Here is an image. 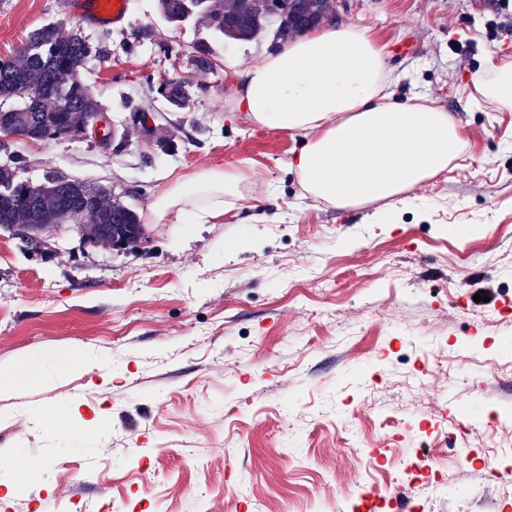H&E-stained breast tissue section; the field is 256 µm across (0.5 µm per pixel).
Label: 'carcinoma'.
<instances>
[{
    "mask_svg": "<svg viewBox=\"0 0 512 512\" xmlns=\"http://www.w3.org/2000/svg\"><path fill=\"white\" fill-rule=\"evenodd\" d=\"M167 23L181 28L202 27L216 39L252 41L267 33L278 45L319 26L328 19L329 0H293L290 8L270 16L266 0H157ZM193 62L200 72L213 68L208 42L193 44ZM92 52L89 41L78 35L69 41L58 36V25L45 23L28 34L26 50L0 61V101L8 104L19 124L49 133L78 130L101 111L100 103L83 77ZM27 86L36 98L12 94ZM161 95L170 106L182 103V86L173 81ZM11 202L0 207V226L17 230L31 242L43 229L64 223L82 224L88 239L110 243L138 241L144 234L137 213L112 200L99 189L52 172L34 190L16 181L15 169L0 167V193Z\"/></svg>",
    "mask_w": 512,
    "mask_h": 512,
    "instance_id": "cac0c4a2",
    "label": "carcinoma"
}]
</instances>
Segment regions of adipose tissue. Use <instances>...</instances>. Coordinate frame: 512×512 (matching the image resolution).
Masks as SVG:
<instances>
[{
  "instance_id": "ef3b65f1",
  "label": "adipose tissue",
  "mask_w": 512,
  "mask_h": 512,
  "mask_svg": "<svg viewBox=\"0 0 512 512\" xmlns=\"http://www.w3.org/2000/svg\"><path fill=\"white\" fill-rule=\"evenodd\" d=\"M234 74L237 110L265 128L306 134L288 166L310 195L336 208L409 205L410 190L446 172L460 154L461 134L449 113L394 100L383 52L362 27L328 24L256 64L235 66ZM472 81L512 105V60L488 59ZM245 181L238 169L201 170L160 188L150 212L159 222L221 220L248 202ZM50 363L45 353L29 354L0 372V392L40 385Z\"/></svg>"
}]
</instances>
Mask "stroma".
Here are the masks:
<instances>
[{"instance_id": "stroma-1", "label": "stroma", "mask_w": 512, "mask_h": 512, "mask_svg": "<svg viewBox=\"0 0 512 512\" xmlns=\"http://www.w3.org/2000/svg\"><path fill=\"white\" fill-rule=\"evenodd\" d=\"M332 5L386 48L395 99L428 96L461 129L459 158L390 224L304 192L287 162L305 135L232 111L230 61L269 39L212 41L203 74L201 29L156 0L101 28L65 0H0V59L48 22L96 47L83 77L118 131L0 134V164L108 188L145 229L120 249L53 226L36 251L0 227V369L79 345L101 359L0 393V455L33 462L0 472L16 512H361L381 476L377 512L512 506V106L471 81L487 55L512 60V0ZM163 76L190 86L189 108L157 93ZM209 168L244 170L252 206L153 222L160 187ZM55 404L66 424L33 418Z\"/></svg>"}]
</instances>
